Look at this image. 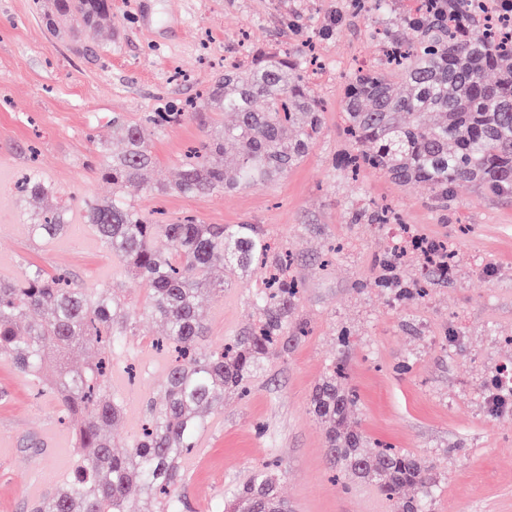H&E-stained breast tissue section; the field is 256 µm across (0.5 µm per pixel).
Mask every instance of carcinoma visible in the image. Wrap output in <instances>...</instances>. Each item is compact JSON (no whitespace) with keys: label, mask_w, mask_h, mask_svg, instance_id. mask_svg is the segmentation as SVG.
Instances as JSON below:
<instances>
[{"label":"carcinoma","mask_w":512,"mask_h":512,"mask_svg":"<svg viewBox=\"0 0 512 512\" xmlns=\"http://www.w3.org/2000/svg\"><path fill=\"white\" fill-rule=\"evenodd\" d=\"M479 0H423L413 11L408 38L389 44L386 63L360 71L344 85L349 152L345 166L366 165L403 187L421 185L441 210L455 205V189L479 187L512 195V31L492 29L477 12ZM56 20L97 31L111 20L108 0H53ZM197 112L232 117L215 122L181 161L171 185L152 178L151 137ZM122 151L102 161L98 177L112 196L84 206L101 246L127 278L122 288L90 292L64 273L28 263L0 279V359L53 394L71 429L74 457L65 485L35 501L30 512H184L182 463L224 405V393H246L264 362L303 335L292 319L299 288L288 245L271 242L255 224H200L185 216L160 224L124 196L129 183L151 193L204 197L216 191L270 183L297 167L324 129L321 102L296 51L257 54L224 69L193 112L170 106L137 119L112 115ZM24 192L44 202L28 225L35 239L70 227L57 191L34 173ZM168 243L165 251L155 240ZM432 273L448 276V248L423 243ZM265 270L249 296L256 312L250 330L232 343L200 348L207 333L198 301L205 292L243 281L252 266ZM156 319L177 356L166 381L148 398L140 433L117 454L112 426L123 403L111 392L112 347L134 335L138 321ZM86 355L74 368L70 355ZM356 397L332 371L314 388L310 406L336 466L374 483L394 512H429L436 474L426 458L391 448L368 449L352 415ZM140 499L131 497L132 489ZM224 512H288L277 478L263 467L227 495Z\"/></svg>","instance_id":"carcinoma-1"}]
</instances>
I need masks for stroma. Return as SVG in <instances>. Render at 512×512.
Returning a JSON list of instances; mask_svg holds the SVG:
<instances>
[{"label":"stroma","mask_w":512,"mask_h":512,"mask_svg":"<svg viewBox=\"0 0 512 512\" xmlns=\"http://www.w3.org/2000/svg\"><path fill=\"white\" fill-rule=\"evenodd\" d=\"M112 20L88 41L52 30V0H0V277L24 261L63 271L90 290L118 282L120 266L84 222V201L111 196L96 167L103 149L121 150L112 116L135 119L164 106L198 100L246 45L285 52L312 44L313 89L324 106V132L303 162L265 185L205 197L157 195L131 185L127 199L167 219L202 224H257L287 242L303 292L294 311L308 334L257 373L248 396L228 393L194 453L184 461L181 492L193 512H219L224 495L253 464L279 471L292 512H393L371 483L334 466L310 409L314 386L333 367L358 399L354 418L370 445L429 459L439 481L431 512H512V395L495 406L497 378L512 375V199L460 187L454 209L432 206L423 188H404L365 168L337 165L346 148L344 78L382 56L373 29L405 35L404 0L375 16L353 0H111ZM194 117L152 137L154 177L175 180L187 147L204 135ZM37 171L70 199L71 226L52 240L31 238L34 209L17 180ZM374 202L396 224L352 223ZM457 246L448 277L428 276L407 252L393 271L421 281L424 297L402 300L382 282L385 252L403 225ZM261 269L221 297L202 295L208 327L203 346L228 341L253 325L248 303ZM112 352V392L126 407L112 430L116 446L137 433L146 399L164 382L171 356L151 347L162 322ZM348 335L349 346L339 338ZM58 404L0 362V512H29L26 486L60 487L72 448H47L43 425L59 426Z\"/></svg>","instance_id":"35a3bbf8"}]
</instances>
